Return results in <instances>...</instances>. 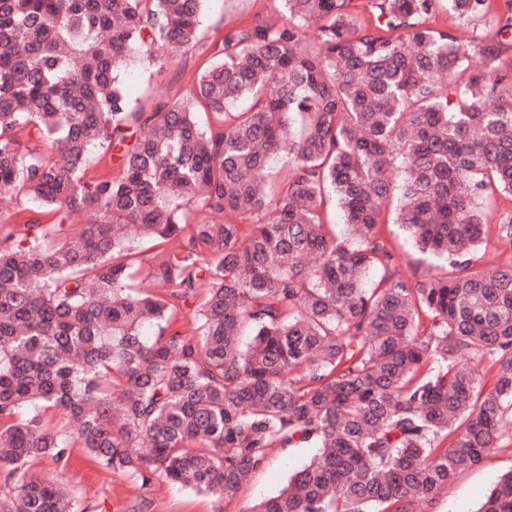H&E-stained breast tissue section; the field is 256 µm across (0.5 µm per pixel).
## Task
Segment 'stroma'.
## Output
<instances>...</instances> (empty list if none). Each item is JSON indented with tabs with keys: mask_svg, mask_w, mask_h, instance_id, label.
<instances>
[{
	"mask_svg": "<svg viewBox=\"0 0 512 512\" xmlns=\"http://www.w3.org/2000/svg\"><path fill=\"white\" fill-rule=\"evenodd\" d=\"M280 0H204L200 36L209 43L228 31L243 28L280 12ZM209 61L201 50L178 53L165 67L141 57L121 72L131 101L143 112L182 98L192 88ZM314 454L310 448L272 449L267 466L254 475L239 498L221 506L214 498L181 489L165 479L143 487L125 475L100 466L85 449L73 448L63 479L66 489L92 502L96 512H136L148 500L150 512H249L258 501L276 494L293 471ZM512 471V442L494 449L477 466L458 474L447 493L426 512H478L485 496L505 473Z\"/></svg>",
	"mask_w": 512,
	"mask_h": 512,
	"instance_id": "obj_1",
	"label": "stroma"
}]
</instances>
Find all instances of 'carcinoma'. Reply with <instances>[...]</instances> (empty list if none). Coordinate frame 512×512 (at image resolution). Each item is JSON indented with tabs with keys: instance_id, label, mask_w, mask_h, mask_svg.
Here are the masks:
<instances>
[{
	"instance_id": "carcinoma-1",
	"label": "carcinoma",
	"mask_w": 512,
	"mask_h": 512,
	"mask_svg": "<svg viewBox=\"0 0 512 512\" xmlns=\"http://www.w3.org/2000/svg\"><path fill=\"white\" fill-rule=\"evenodd\" d=\"M202 2L0 0V200L58 215L0 238V512H76L28 474L76 444L220 504L311 447L251 512H421L512 439V208L479 206L512 201V0H450L481 42L423 26L436 0H280L205 45ZM199 46L183 99L132 106L124 63ZM95 145L118 177L86 178ZM391 224L438 272H398ZM147 240L172 250L139 280ZM489 245L509 262L478 267ZM200 290L197 334L171 330ZM478 512H512V472ZM315 452V448H273L267 466L254 475L235 502L224 504L222 512H249L256 502L276 494L288 475L302 467Z\"/></svg>"
}]
</instances>
